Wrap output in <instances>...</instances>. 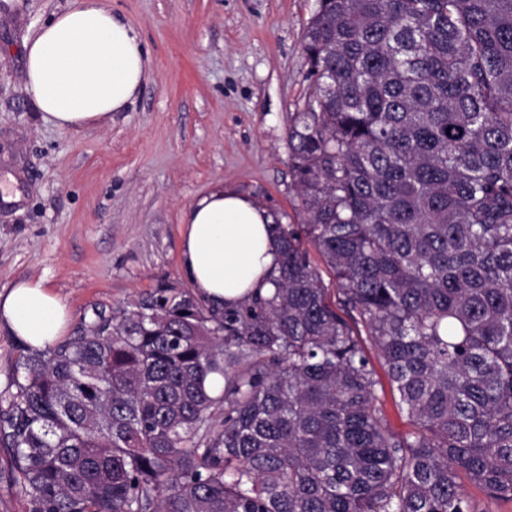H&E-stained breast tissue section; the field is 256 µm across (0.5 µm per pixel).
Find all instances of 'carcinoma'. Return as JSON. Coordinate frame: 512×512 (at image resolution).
<instances>
[{"instance_id": "obj_1", "label": "carcinoma", "mask_w": 512, "mask_h": 512, "mask_svg": "<svg viewBox=\"0 0 512 512\" xmlns=\"http://www.w3.org/2000/svg\"><path fill=\"white\" fill-rule=\"evenodd\" d=\"M318 2L273 289L217 313L160 288L27 360V512H472L461 473L512 500V0ZM303 247L308 251L312 264L320 273L325 288L328 289L329 299H331L334 302H337L339 291L333 273L324 265L321 257L318 255V253L315 251L311 244L304 241ZM359 335L364 340L365 349L367 351V354L369 358L371 359V362L373 363L380 380L384 386L385 389V396L383 398L385 403V411L388 419V424L392 432L397 434H405L408 431L412 429V425L410 421L408 420L405 413L401 412L397 406L394 403L389 382L387 379V376L384 372V369L381 367V365L378 362L375 349L371 345L370 341L368 340L367 336L365 335V331L363 328L360 327ZM366 340V342H365Z\"/></svg>"}]
</instances>
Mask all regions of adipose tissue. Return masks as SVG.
Wrapping results in <instances>:
<instances>
[{
    "label": "adipose tissue",
    "instance_id": "1",
    "mask_svg": "<svg viewBox=\"0 0 512 512\" xmlns=\"http://www.w3.org/2000/svg\"><path fill=\"white\" fill-rule=\"evenodd\" d=\"M27 88L46 121L66 131L95 126L133 103L148 57L128 23L100 0L76 4L24 42ZM271 217L254 199L220 188L184 215L182 266L199 298L221 309L271 290L277 245ZM68 311L41 280L0 293V328L41 350L64 335Z\"/></svg>",
    "mask_w": 512,
    "mask_h": 512
}]
</instances>
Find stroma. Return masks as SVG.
I'll return each instance as SVG.
<instances>
[{
	"label": "stroma",
	"mask_w": 512,
	"mask_h": 512,
	"mask_svg": "<svg viewBox=\"0 0 512 512\" xmlns=\"http://www.w3.org/2000/svg\"><path fill=\"white\" fill-rule=\"evenodd\" d=\"M148 53L126 111L70 132L26 90L24 41L72 0L0 6V292L41 279L67 305V339L161 287L193 293L182 219L218 188L302 224L288 121L309 94L304 31L317 0H104ZM32 351L0 330V427Z\"/></svg>",
	"instance_id": "35a3bbf8"
}]
</instances>
